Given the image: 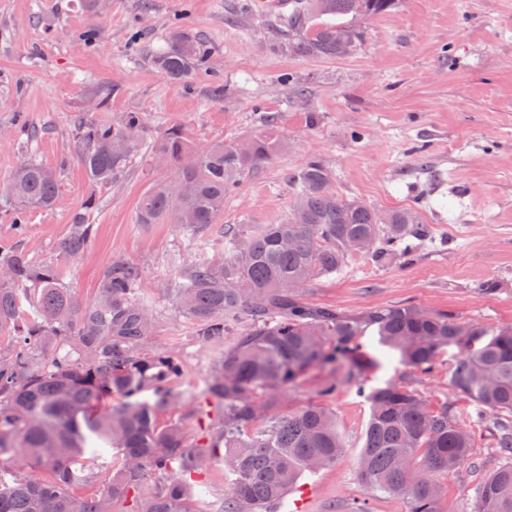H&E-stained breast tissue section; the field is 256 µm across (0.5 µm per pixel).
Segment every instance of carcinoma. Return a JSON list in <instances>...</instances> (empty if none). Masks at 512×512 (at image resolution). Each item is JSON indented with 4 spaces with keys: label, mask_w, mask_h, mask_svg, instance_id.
Returning a JSON list of instances; mask_svg holds the SVG:
<instances>
[{
    "label": "carcinoma",
    "mask_w": 512,
    "mask_h": 512,
    "mask_svg": "<svg viewBox=\"0 0 512 512\" xmlns=\"http://www.w3.org/2000/svg\"><path fill=\"white\" fill-rule=\"evenodd\" d=\"M394 0H293L283 27L297 55H349L360 36L353 24H309L313 15L349 16L362 22ZM207 62L199 41L178 32L153 63L170 81L187 82ZM144 117L127 112L117 123L85 121L76 129L73 157L94 184L122 179L139 151L173 170L190 185L185 194L171 183L142 197L139 224L172 220L202 230L224 212V196L238 178L273 162L282 140L277 118L264 130L237 141L192 148L171 126L144 142ZM298 190L281 224L225 233L224 256L202 249L189 262L174 261L170 292L180 311L199 325L201 340H221L230 324L244 321L236 342L205 382L204 396L223 408L205 447L194 444L177 421H166L179 363L172 352L147 347L153 306L139 294L141 273L116 257L101 272L98 298L82 305L63 282L58 266L15 247L0 251V463L20 459L24 470L0 469V512H202L185 476L219 463L227 488L216 512H271L313 463L328 467L345 448L335 414L319 404L289 410L288 389L306 372H329L321 394L343 385L370 405L358 461V478L369 490L403 499L405 512H443L439 478L465 464L474 448L471 431L448 411L431 406L415 389L389 382L366 388L381 363L364 351L367 331L422 373L436 368L439 350L465 345L449 374L461 399L481 406L478 420L496 435L509 461L486 476L474 512H512V326L488 331L448 311L398 304L358 318L299 298L313 281L338 271L363 239L382 258L400 248L417 217L409 209L380 212L328 189L329 174L310 162L293 176ZM60 192L59 172L36 159L22 162L0 184V206L13 213L18 235L28 213L50 209ZM75 214L59 252L69 258L87 247L90 212ZM153 391V398L139 395ZM119 395L104 412L94 407ZM101 460L97 482L74 466L87 454ZM180 463L183 476L169 474ZM161 480L148 485L149 475Z\"/></svg>",
    "instance_id": "obj_1"
}]
</instances>
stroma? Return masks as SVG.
<instances>
[{"label": "stroma", "instance_id": "35a3bbf8", "mask_svg": "<svg viewBox=\"0 0 512 512\" xmlns=\"http://www.w3.org/2000/svg\"><path fill=\"white\" fill-rule=\"evenodd\" d=\"M282 19L259 11L254 0H95L90 12L81 0H0V183L31 155L61 170L55 206L32 211L24 236L0 207V249L17 246L56 264L82 304L97 296L112 258L136 264L157 318L148 346L179 358L173 387L182 401L169 417L200 445L217 415L203 395L205 381L236 336L200 340L198 324L179 314L167 293L169 257L183 249V231L137 221L140 198L171 179L170 169L139 152L120 181L90 183L70 157L79 122L112 123L140 112L145 141L176 125L201 150L250 136L264 117H278V158L225 196L203 246L230 227L282 222L296 193L292 176L316 161L339 198L380 211L413 210L424 234L413 239V254L384 262L352 253L302 292L305 302L348 317L412 303L489 329L512 326V0H395L363 24L348 56L335 59L289 52ZM176 31L204 41L208 51L205 67L184 85L153 64ZM90 200L87 247L77 258L63 257L57 245ZM487 285L492 293H484ZM361 342L381 361L369 385L399 382L431 404H447L460 422L475 415L448 381L458 346L442 349L435 371L424 374L376 336ZM327 377L309 371L288 402L335 412L346 448L333 466L299 480L283 512H344L362 500L369 512H404L400 499L360 482L369 406L351 387L321 396ZM472 433L471 459L440 478L443 512H473L480 481L505 461L486 428Z\"/></svg>", "mask_w": 512, "mask_h": 512}]
</instances>
